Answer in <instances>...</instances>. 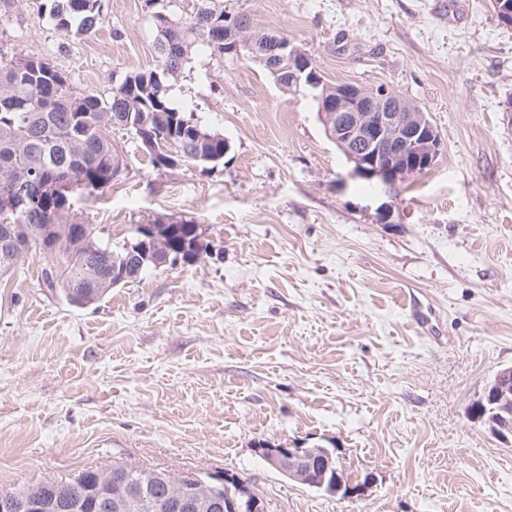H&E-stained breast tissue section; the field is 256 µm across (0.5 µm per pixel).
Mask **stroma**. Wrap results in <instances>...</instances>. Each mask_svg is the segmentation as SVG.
Segmentation results:
<instances>
[{
    "label": "stroma",
    "mask_w": 512,
    "mask_h": 512,
    "mask_svg": "<svg viewBox=\"0 0 512 512\" xmlns=\"http://www.w3.org/2000/svg\"><path fill=\"white\" fill-rule=\"evenodd\" d=\"M42 0H0V49L108 96L155 66L145 0H105L73 37ZM287 36L325 80L428 113L430 170L385 191L351 165L303 91L195 46L168 97L230 144L214 170L154 169L133 134L117 185L69 195L71 221L121 247L192 221L204 249L71 303L63 251L0 282V494L120 463L236 477L265 512H512V444L470 418L512 366V26L490 0H222ZM390 203L389 216L378 207ZM322 446L348 498L295 484L259 443Z\"/></svg>",
    "instance_id": "stroma-1"
}]
</instances>
